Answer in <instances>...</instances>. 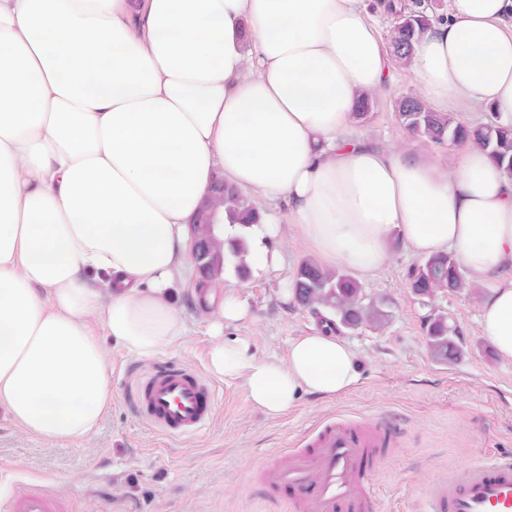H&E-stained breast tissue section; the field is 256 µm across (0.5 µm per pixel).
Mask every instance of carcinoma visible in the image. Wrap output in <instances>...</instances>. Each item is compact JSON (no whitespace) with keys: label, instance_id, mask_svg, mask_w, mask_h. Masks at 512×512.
<instances>
[{"label":"carcinoma","instance_id":"cac0c4a2","mask_svg":"<svg viewBox=\"0 0 512 512\" xmlns=\"http://www.w3.org/2000/svg\"><path fill=\"white\" fill-rule=\"evenodd\" d=\"M385 7L397 16L389 39L391 54L398 60L407 61L413 54L418 36L430 25L432 18L424 10H405V5L397 0H386ZM396 110L412 137L449 145L473 139L489 150L491 157L512 176V126L496 121L465 124L450 113L432 111L421 98L412 94L401 95L396 100ZM209 207L224 211V222L232 232L222 239L216 237L211 220L204 213L197 214L193 234L204 248L195 261L202 277L218 279L225 268L231 266L239 279H247L250 267L245 260L247 242L243 230L258 223V211L246 194L227 185L224 186V196L211 200ZM408 281L413 293L421 297H430L441 289L458 292L467 287L462 269L447 252L413 265L408 272ZM291 290L294 301L321 316L328 328L354 329L379 316L378 311L362 306L363 287L356 278L345 272L322 269L313 262L301 264ZM426 335L435 358L443 361L457 358L459 349L445 317L429 318Z\"/></svg>","mask_w":512,"mask_h":512}]
</instances>
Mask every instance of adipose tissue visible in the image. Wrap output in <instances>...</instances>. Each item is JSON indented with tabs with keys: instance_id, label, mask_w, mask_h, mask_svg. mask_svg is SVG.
<instances>
[{
	"instance_id": "adipose-tissue-1",
	"label": "adipose tissue",
	"mask_w": 512,
	"mask_h": 512,
	"mask_svg": "<svg viewBox=\"0 0 512 512\" xmlns=\"http://www.w3.org/2000/svg\"><path fill=\"white\" fill-rule=\"evenodd\" d=\"M510 14L451 0L423 31L409 67L432 110L512 125ZM393 65L361 0H0V406L38 438L85 437L112 404L106 341L149 358L186 336L171 294L218 177L285 206L323 268L373 277L395 239L452 254L512 359V177L471 140L444 160L367 142L359 103ZM202 309L208 372L269 416L359 380L337 336L260 357L224 335L241 301L211 289Z\"/></svg>"
}]
</instances>
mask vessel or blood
Here are the masks:
<instances>
[{
  "label": "vessel or blood",
  "mask_w": 512,
  "mask_h": 512,
  "mask_svg": "<svg viewBox=\"0 0 512 512\" xmlns=\"http://www.w3.org/2000/svg\"><path fill=\"white\" fill-rule=\"evenodd\" d=\"M134 409L168 436L201 431L210 420L216 391L194 370L160 363L130 392ZM397 439L384 420L336 419L319 426L298 448L262 462L257 480L287 492L292 512H376L371 477ZM425 512H512V458L471 466L430 492ZM12 512H64L43 492H18Z\"/></svg>",
  "instance_id": "obj_1"
}]
</instances>
